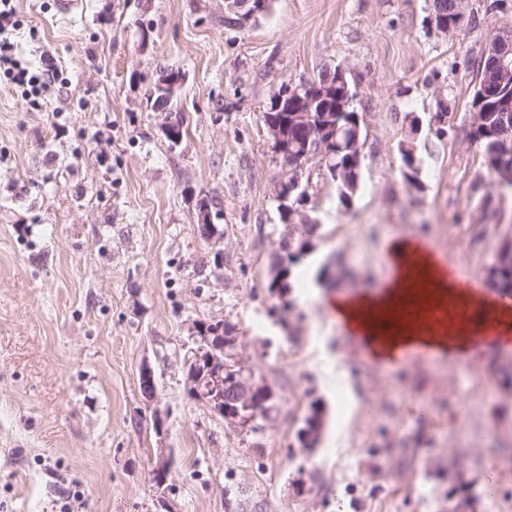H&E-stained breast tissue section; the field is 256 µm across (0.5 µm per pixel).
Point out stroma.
<instances>
[{"instance_id":"1","label":"stroma","mask_w":512,"mask_h":512,"mask_svg":"<svg viewBox=\"0 0 512 512\" xmlns=\"http://www.w3.org/2000/svg\"><path fill=\"white\" fill-rule=\"evenodd\" d=\"M58 2H16L22 57L59 68L50 93L34 105L0 79V512H160L163 498L173 512H512V349L386 367L305 298L303 263L285 296L271 293L280 167L262 118L282 85L349 68L366 129L359 189L342 208L315 169L299 206L318 223L322 293L384 286L394 236L489 281L512 241V187L471 137V102L481 51L512 11L467 0L445 34L428 0H274L241 29L225 26L224 0ZM166 68L186 76L176 143L149 103ZM203 201L216 213L206 238ZM197 321L233 328L275 391L260 433L190 393ZM323 349L349 379L323 372ZM348 381L360 409L337 395ZM161 447L173 452L163 494ZM173 459L170 453L166 452L165 448H160V451L152 463V480L157 489H163L168 483L169 477L172 472Z\"/></svg>"}]
</instances>
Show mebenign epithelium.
<instances>
[{"label": "benign epithelium", "instance_id": "7a95c632", "mask_svg": "<svg viewBox=\"0 0 512 512\" xmlns=\"http://www.w3.org/2000/svg\"><path fill=\"white\" fill-rule=\"evenodd\" d=\"M447 13L432 15L437 28L445 33L458 29L465 17V0ZM267 0H224V16H236L239 26H245L267 10ZM488 48L496 64L503 70L512 66V27H496L489 38ZM329 78L317 84L307 95L281 88L271 99L270 108L263 118L275 151L282 160L283 176L279 181L281 202L291 196L302 199L299 171L313 156V150L328 155L336 145V126L331 124L329 112H342L344 106L338 99L349 95L348 69L339 66L328 69ZM185 75L178 69L161 72L158 86L162 91L154 110L166 112L163 101L170 100L182 87ZM475 112H512V89L506 86L482 87L476 93ZM324 112V123L313 124L312 113ZM239 337L233 331H224V324L209 326L195 323L185 343L188 350L183 359L186 381L190 390L204 400L224 420L241 428L250 429L259 417L260 407L275 397L273 389L256 378L237 354ZM139 383L144 397L153 401L157 397L156 377L153 369L145 364L139 371ZM173 459L160 449L152 463V480L159 489L168 483Z\"/></svg>", "mask_w": 512, "mask_h": 512}]
</instances>
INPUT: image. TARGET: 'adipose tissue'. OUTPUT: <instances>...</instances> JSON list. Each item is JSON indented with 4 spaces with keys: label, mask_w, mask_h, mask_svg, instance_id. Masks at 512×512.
Here are the masks:
<instances>
[{
    "label": "adipose tissue",
    "mask_w": 512,
    "mask_h": 512,
    "mask_svg": "<svg viewBox=\"0 0 512 512\" xmlns=\"http://www.w3.org/2000/svg\"><path fill=\"white\" fill-rule=\"evenodd\" d=\"M391 259L392 277L377 298L339 293L322 299L323 310L334 315L337 328L347 335L368 336L386 352L425 346L452 359L472 356L468 338L449 341L445 329L426 323L428 313L452 319L468 306L445 264L406 238L393 243Z\"/></svg>",
    "instance_id": "adipose-tissue-1"
}]
</instances>
